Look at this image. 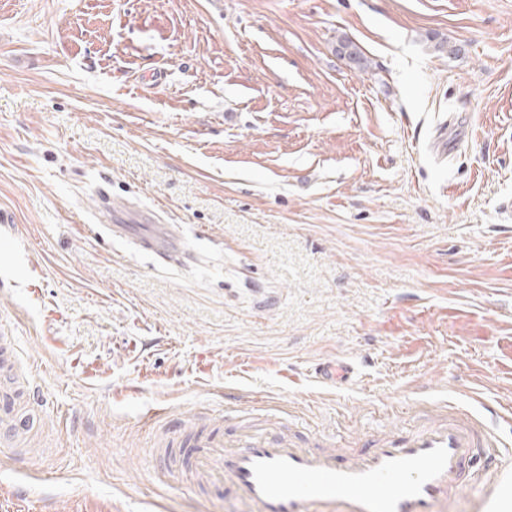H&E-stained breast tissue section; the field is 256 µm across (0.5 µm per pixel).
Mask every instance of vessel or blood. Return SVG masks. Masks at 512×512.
<instances>
[{
    "label": "vessel or blood",
    "instance_id": "1",
    "mask_svg": "<svg viewBox=\"0 0 512 512\" xmlns=\"http://www.w3.org/2000/svg\"><path fill=\"white\" fill-rule=\"evenodd\" d=\"M157 225L144 246L163 258H184L182 241ZM353 372L345 362L316 369L322 382L341 386ZM38 410L19 411L17 398L0 397V447L38 429ZM195 466L257 512H448L463 487L464 468L476 452L500 447L495 431L446 404L424 412L408 434L346 454L306 448L274 433L196 437Z\"/></svg>",
    "mask_w": 512,
    "mask_h": 512
}]
</instances>
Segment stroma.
Wrapping results in <instances>:
<instances>
[{
  "mask_svg": "<svg viewBox=\"0 0 512 512\" xmlns=\"http://www.w3.org/2000/svg\"><path fill=\"white\" fill-rule=\"evenodd\" d=\"M0 324L42 422L0 512H227L202 430L449 402L512 449V0H0ZM154 225H157L156 234L141 239L148 250L162 258H189V252L182 241L170 233L165 224ZM315 372L322 382L338 387L348 382L353 367L346 362H327L319 365Z\"/></svg>",
  "mask_w": 512,
  "mask_h": 512,
  "instance_id": "obj_1",
  "label": "stroma"
}]
</instances>
